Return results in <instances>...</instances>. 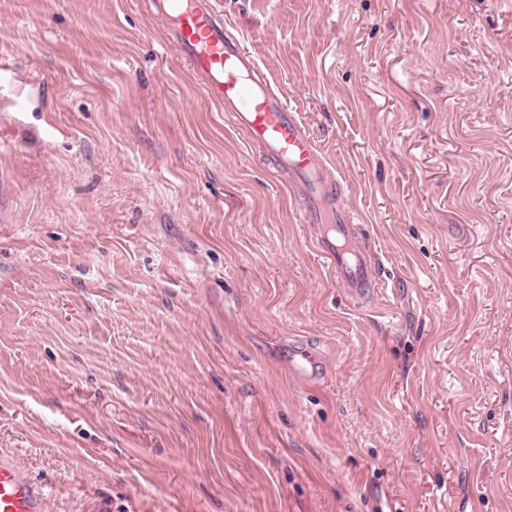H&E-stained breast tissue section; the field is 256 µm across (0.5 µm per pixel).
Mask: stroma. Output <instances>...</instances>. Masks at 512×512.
Returning a JSON list of instances; mask_svg holds the SVG:
<instances>
[{"mask_svg":"<svg viewBox=\"0 0 512 512\" xmlns=\"http://www.w3.org/2000/svg\"><path fill=\"white\" fill-rule=\"evenodd\" d=\"M154 2L0 0V450L49 512H512V0H219L361 298Z\"/></svg>","mask_w":512,"mask_h":512,"instance_id":"1","label":"stroma"}]
</instances>
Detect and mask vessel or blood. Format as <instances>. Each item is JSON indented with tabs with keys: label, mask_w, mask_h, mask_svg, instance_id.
<instances>
[{
	"label": "vessel or blood",
	"mask_w": 512,
	"mask_h": 512,
	"mask_svg": "<svg viewBox=\"0 0 512 512\" xmlns=\"http://www.w3.org/2000/svg\"><path fill=\"white\" fill-rule=\"evenodd\" d=\"M168 41L187 60L207 95L273 160L299 206L301 223L331 272L352 295L380 287L371 261L352 237L339 183L308 127L274 89L268 71L230 37L218 0H160ZM49 494L13 455L0 452V512H48Z\"/></svg>",
	"instance_id": "1"
}]
</instances>
